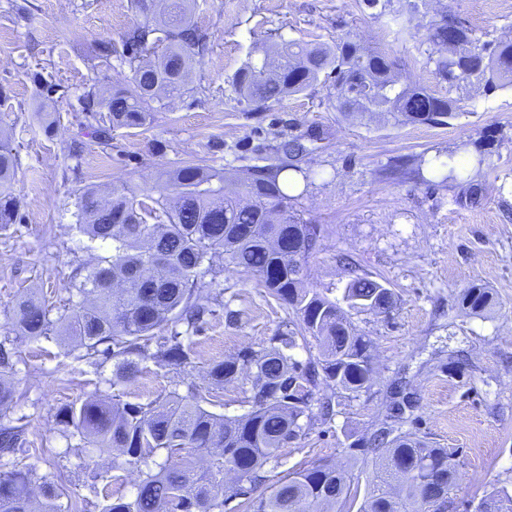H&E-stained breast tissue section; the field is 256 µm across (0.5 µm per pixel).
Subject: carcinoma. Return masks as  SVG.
Wrapping results in <instances>:
<instances>
[{
	"label": "carcinoma",
	"mask_w": 512,
	"mask_h": 512,
	"mask_svg": "<svg viewBox=\"0 0 512 512\" xmlns=\"http://www.w3.org/2000/svg\"><path fill=\"white\" fill-rule=\"evenodd\" d=\"M160 9V21L137 25L123 37L133 68L131 83L83 97L85 116L94 118L106 110L105 119L93 127L104 147L112 146V130L146 126L149 103L180 93L202 60L207 35L192 23L190 0H162ZM416 9L392 15L397 36L415 37ZM450 28L458 31L453 47L447 46ZM425 42L430 46L426 64L434 65L435 76L448 89L465 81L488 91L512 88V40L479 45L463 22L446 14L430 22ZM254 53L257 61L247 63L233 81L237 95L250 103L278 102L331 78L339 112L381 113L397 122L431 126L447 125L458 116L453 99L401 83L395 60L349 38L334 49L283 40L256 46ZM318 139L311 131L282 142L280 149L291 164L258 167L239 184L198 164L174 169L151 206L124 186L112 187L105 197L96 189L84 190L79 229L109 245L112 254L77 269L78 300L70 301L57 318H51L44 295L31 292L17 303L20 335L75 339L91 364L115 361L112 385L118 386L140 377L147 360L180 368L194 363L189 333L200 332L224 306L220 284L205 281L212 258L222 254L239 278L254 281L292 311L300 335H310L322 347V359L302 363L289 354L297 346L290 331L275 338L276 346L211 363L206 376L215 385L247 375L250 410L240 416L205 409L203 390L192 382L186 394L158 404L91 396L61 407L59 423L141 469L134 495L104 496L101 512H214L228 492L247 499L246 512H335L336 505L359 495L349 471L327 462L292 470L269 495L252 496L281 465L280 448L304 432L301 420L311 418L319 381L349 393L362 391L367 383L372 341L356 333L337 302L306 288L307 257L318 248L322 229L290 207L292 184L280 180L287 169H297L294 161L308 151L306 142ZM16 168L11 138L0 129L1 229L21 221L13 194ZM462 169L452 154L432 163L443 182L462 178ZM388 291L379 281L356 275L345 287L344 300L350 309L388 313L395 305ZM491 301L490 292L475 284L460 297L461 307L476 315L485 313ZM179 323L186 330H177ZM13 356L1 341V408L15 397ZM24 434L22 425L0 423V458L17 453ZM366 451L375 456V464L359 512L454 509L450 487L455 462L448 449L410 435L394 436L384 427ZM158 453L165 454L161 463L154 460ZM229 470L247 477L249 485L225 486ZM61 494L58 484L48 479L37 484L30 469L17 464L0 472V512H60ZM480 506L479 512H512V495L494 490Z\"/></svg>",
	"instance_id": "cac0c4a2"
}]
</instances>
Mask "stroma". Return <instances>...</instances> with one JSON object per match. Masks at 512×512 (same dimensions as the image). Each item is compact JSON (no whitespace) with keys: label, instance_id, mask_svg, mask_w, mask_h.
I'll list each match as a JSON object with an SVG mask.
<instances>
[{"label":"stroma","instance_id":"obj_1","mask_svg":"<svg viewBox=\"0 0 512 512\" xmlns=\"http://www.w3.org/2000/svg\"><path fill=\"white\" fill-rule=\"evenodd\" d=\"M412 2L389 0L381 16L364 0H196L193 19L208 43L186 90L152 102L150 123L115 130L106 149L81 125L80 100L131 82L120 47L144 14L134 0H0V120L12 130L21 215L0 230V337H11L19 357L13 385L20 398L7 414L25 427L16 461L62 487V512H100L104 477H112L113 494L127 497L139 481L138 468H114L111 450L59 423L62 405L97 393L132 404L163 401L185 393L189 379L202 387L208 411L244 414L246 381L210 385L207 365L270 346L294 319L218 255L212 265L228 312L199 333L191 367L151 362L136 381L113 387L112 363L91 365L53 337L14 335L15 307L27 291L63 308L75 297L76 269L110 253L78 229L80 189L124 185L139 199L154 198L161 173L185 164L244 181L253 167L285 163L277 144L310 131L321 138L297 162L305 174L297 203L305 219L323 226L324 238L308 260L309 285L341 298L347 256L390 288L396 305L386 315L350 311L358 332L374 342V376L357 393L315 389L311 421L280 450L284 470L349 463L374 431L390 426L454 452L457 512H475L492 487L512 491V88L487 92L465 82L449 90L426 65L421 38L446 11L466 20L478 42L512 40V11L500 0H426L414 20L418 37L396 39L389 15ZM347 36L397 58L405 81L451 95L458 117L436 127L357 118L336 111L321 83L265 106L234 91L232 78L255 44L333 47ZM102 41L115 47L106 62L96 56ZM36 72L42 83H34ZM43 103L60 114L50 135L37 117ZM451 151L468 181L429 183V160ZM474 185L481 189L475 204ZM473 284L493 294L485 315L460 308L461 292ZM326 400L334 407L327 419L319 414Z\"/></svg>","mask_w":512,"mask_h":512}]
</instances>
